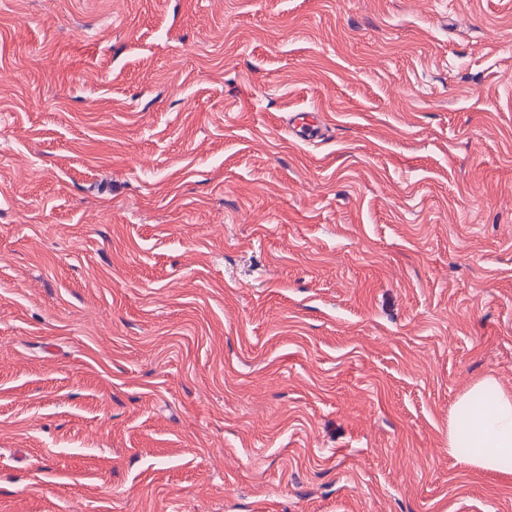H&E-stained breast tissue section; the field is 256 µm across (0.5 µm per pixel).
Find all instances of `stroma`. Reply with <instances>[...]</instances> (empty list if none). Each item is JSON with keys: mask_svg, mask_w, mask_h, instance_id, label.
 I'll use <instances>...</instances> for the list:
<instances>
[{"mask_svg": "<svg viewBox=\"0 0 512 512\" xmlns=\"http://www.w3.org/2000/svg\"><path fill=\"white\" fill-rule=\"evenodd\" d=\"M488 376L512 0H0V512H512ZM320 123V116L312 110L295 112L288 121V135L301 141L320 139L325 129ZM448 445L460 453L471 448L469 463L477 468L495 470L512 462V394L491 376L476 383L458 401Z\"/></svg>", "mask_w": 512, "mask_h": 512, "instance_id": "stroma-1", "label": "stroma"}]
</instances>
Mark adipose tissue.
I'll return each instance as SVG.
<instances>
[{
	"label": "adipose tissue",
	"instance_id": "adipose-tissue-1",
	"mask_svg": "<svg viewBox=\"0 0 512 512\" xmlns=\"http://www.w3.org/2000/svg\"><path fill=\"white\" fill-rule=\"evenodd\" d=\"M448 445L470 449V464L481 469L512 462V394L499 389L490 376L476 383L458 401Z\"/></svg>",
	"mask_w": 512,
	"mask_h": 512
}]
</instances>
